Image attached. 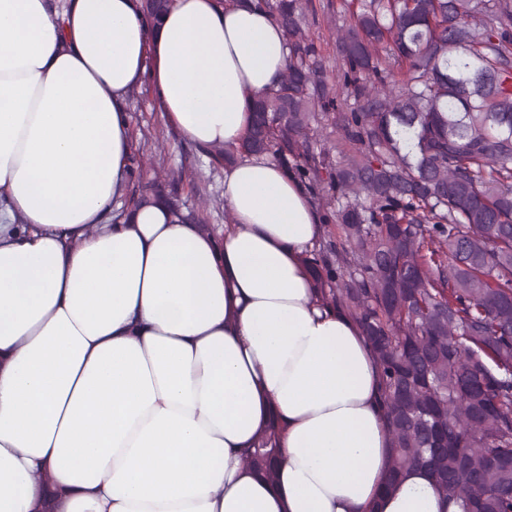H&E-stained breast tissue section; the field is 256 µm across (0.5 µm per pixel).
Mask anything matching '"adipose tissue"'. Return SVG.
<instances>
[{
  "label": "adipose tissue",
  "mask_w": 512,
  "mask_h": 512,
  "mask_svg": "<svg viewBox=\"0 0 512 512\" xmlns=\"http://www.w3.org/2000/svg\"><path fill=\"white\" fill-rule=\"evenodd\" d=\"M287 56L237 0L154 30L138 0H0V512H460L425 468L388 486L380 367L303 260L316 204L236 153ZM145 79L166 125L234 152L223 230L109 221ZM272 423L270 483L240 451Z\"/></svg>",
  "instance_id": "adipose-tissue-1"
}]
</instances>
